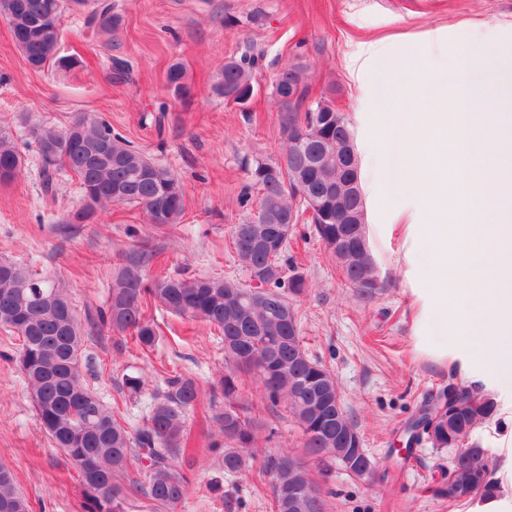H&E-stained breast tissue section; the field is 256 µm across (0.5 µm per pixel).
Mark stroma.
<instances>
[{"instance_id": "stroma-1", "label": "stroma", "mask_w": 512, "mask_h": 512, "mask_svg": "<svg viewBox=\"0 0 512 512\" xmlns=\"http://www.w3.org/2000/svg\"><path fill=\"white\" fill-rule=\"evenodd\" d=\"M122 23L110 33L85 26L86 5L75 0L62 17L59 53L77 66L32 69L0 20V126L12 130L25 163L14 180L0 182V260L17 263L67 288L81 321L84 355L92 363L89 385L108 405H119L129 427L143 425L153 395L165 388L166 371L196 377L208 387L225 373L224 344L203 322H186L159 309L162 328L153 352L130 337L93 326L104 306L123 254L145 244L154 257L149 275L181 272L246 282L226 249L232 225L247 211L239 204L254 161L274 162L285 146L272 82L288 64L306 69V98H327L345 114L361 164L366 224L383 286L369 305L360 302L324 245L298 225L290 252L307 288L299 298L303 346L334 374L347 413L356 422L374 473L351 479L335 469L327 480L329 512H481L480 503L459 502L437 492L454 449L429 444L410 448L405 428L418 408L448 385L463 387L457 371L441 366L416 346L417 335L442 336L437 315L418 323V302L404 276L400 243L384 225L394 223L388 186L397 177L398 135L420 120L412 100L441 104L455 73L454 33L466 27L482 34L512 31V0H116ZM253 44L265 52L257 92L247 108L224 102L211 85L225 59ZM127 60L130 79L112 78L113 57ZM181 62L191 88L178 97L166 71ZM81 112L107 119L156 163L171 170L186 191L178 224H148L141 209L117 205L90 223L72 224L84 198L75 177L60 172L45 191L29 125L64 128ZM16 333L0 328V463L19 490L43 512H82L76 472L53 448L35 418V408L16 356ZM145 380L137 401L122 388L126 367ZM474 391L496 409L469 435L484 448L495 497L512 512V392L485 373ZM238 399L252 416L273 424L268 447L300 451L303 437L285 410L269 412L253 384ZM247 471L223 478L220 490L206 485L222 476L208 456L186 502L177 512H229L227 498H243L245 512H270L267 494Z\"/></svg>"}]
</instances>
